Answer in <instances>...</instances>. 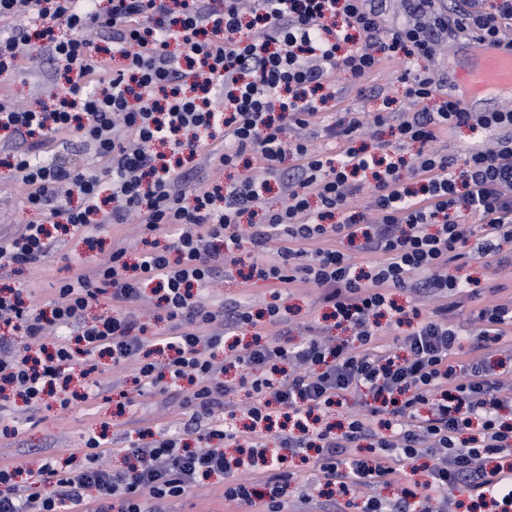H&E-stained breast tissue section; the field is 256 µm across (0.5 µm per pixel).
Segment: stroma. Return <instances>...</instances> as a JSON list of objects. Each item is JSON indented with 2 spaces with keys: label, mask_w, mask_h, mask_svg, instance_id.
<instances>
[{
  "label": "stroma",
  "mask_w": 512,
  "mask_h": 512,
  "mask_svg": "<svg viewBox=\"0 0 512 512\" xmlns=\"http://www.w3.org/2000/svg\"><path fill=\"white\" fill-rule=\"evenodd\" d=\"M413 69L432 74L442 89H463L468 86L467 62L454 47L442 46L429 58H418ZM405 68L402 62H383L372 74L353 81L339 77L336 81L340 108L355 112H374L388 98L402 100L405 111H413V104L404 102L403 85L399 80ZM65 88L61 73L52 60L14 72L0 79V95L7 96L20 106H35L46 98L47 92L60 93ZM37 215L25 203L24 191L11 171L0 166V236L14 233L22 224L36 220ZM139 228L134 224H115L103 231L86 227L62 236L53 257L29 266L10 277L11 286L22 289L25 300L35 308L47 307L55 298L56 290L68 275V265L82 262L90 265L107 255L111 245L139 242ZM270 282L259 277L244 278L238 272L215 278L210 286V298L216 303L242 301L253 310L263 309L272 297ZM100 395L97 399L71 404L66 412L39 408L24 409L10 406L4 412L7 419L23 427V436L16 441L0 440V463L22 460L38 465L41 459L72 458L74 465L85 462L81 448L84 439L104 431L113 449L102 462L113 469L121 468L123 461L117 450L136 437L135 430L148 426L159 430L175 428L182 420L178 401L169 394L136 396L130 411L117 413L120 392H132L130 369L113 367L110 360H102ZM167 512H241L239 506L224 499V479L214 476L187 495L172 499Z\"/></svg>",
  "instance_id": "1"
}]
</instances>
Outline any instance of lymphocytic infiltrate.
<instances>
[{"label": "lymphocytic infiltrate", "mask_w": 512, "mask_h": 512, "mask_svg": "<svg viewBox=\"0 0 512 512\" xmlns=\"http://www.w3.org/2000/svg\"><path fill=\"white\" fill-rule=\"evenodd\" d=\"M402 18L381 24L383 0H0V74L39 63L41 50L64 71L67 87L48 106L27 109L0 98V130L14 140L80 144L101 166L44 162L32 151L0 160L22 184L37 212L11 238H0V273L53 254L48 229H99L137 219L165 246L112 249L107 261L74 265L50 311L0 289V324L22 344L0 336V393L12 390L32 406L53 392L66 367L82 378L106 356L131 365L140 391L176 392L182 429H144L123 450L126 469L101 463L105 434L84 440L87 464L74 469L43 459L37 469L0 465V512H154L157 500L179 497L214 475L224 498L262 512H285L290 499L313 500L286 455L311 456L324 486L354 497L378 484H399L400 498L369 496L362 512H457L460 495L493 512H512V404L492 353L512 347V300L489 301L458 321L478 294L457 270L493 257L512 267V109L471 112L456 92H440L415 57L450 39L485 47L504 40L512 0H469L455 15L434 0H401ZM107 33L105 45L91 33ZM400 61L399 80L421 112L336 113V78L357 80L381 62ZM322 126L337 157L312 147L304 130ZM389 128L373 152L357 147L364 127ZM468 128L476 139L460 159L435 149L440 135ZM230 170L228 181L181 190L198 156ZM370 173L369 201L354 211V179ZM278 181L284 205L267 209ZM270 254L256 267L276 290L262 315L249 305L212 307L214 276L241 264V239ZM358 242L367 263L339 250ZM152 286L158 321L142 322L144 286ZM314 288L346 339L292 342L293 321L281 299L291 288ZM408 291L432 300L428 311L398 305ZM109 296L112 315L88 319ZM415 330L398 351L381 343L380 321L405 314ZM285 332L269 340L267 329ZM74 338L47 347L49 328ZM251 342L237 346L242 328ZM262 429L257 447L270 457H227L239 430L220 424L234 397ZM371 399L365 412L330 422L332 406ZM194 437L187 447L185 437ZM429 458L424 487L405 482L406 466Z\"/></svg>", "instance_id": "1"}]
</instances>
